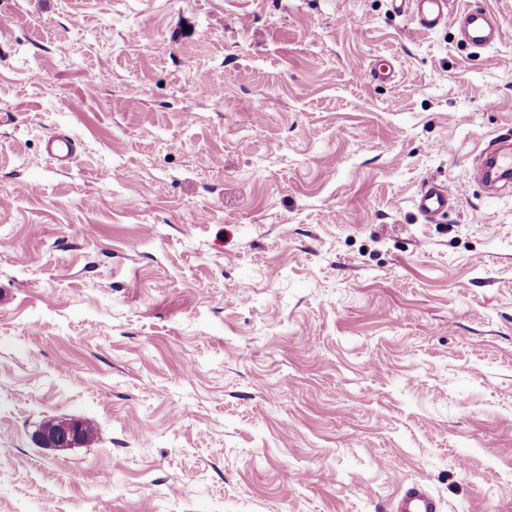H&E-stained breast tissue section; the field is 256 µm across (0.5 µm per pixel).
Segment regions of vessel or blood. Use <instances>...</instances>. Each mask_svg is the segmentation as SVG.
<instances>
[{
  "label": "vessel or blood",
  "instance_id": "vessel-or-blood-1",
  "mask_svg": "<svg viewBox=\"0 0 512 512\" xmlns=\"http://www.w3.org/2000/svg\"><path fill=\"white\" fill-rule=\"evenodd\" d=\"M395 8L410 7L416 25L432 30L455 19L464 41L477 49H487L500 38L501 23L488 9L452 12L453 0H392ZM46 150L60 164L71 162L75 143L66 134L48 138ZM477 170L481 172L492 191L512 186V138L493 137L479 154ZM454 200L448 184L430 181L424 183L415 199V208L424 221H433L447 213ZM394 512H440L438 500L426 489L412 486L401 491L393 506Z\"/></svg>",
  "mask_w": 512,
  "mask_h": 512
}]
</instances>
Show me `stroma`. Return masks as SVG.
Returning <instances> with one entry per match:
<instances>
[{
    "instance_id": "obj_1",
    "label": "stroma",
    "mask_w": 512,
    "mask_h": 512,
    "mask_svg": "<svg viewBox=\"0 0 512 512\" xmlns=\"http://www.w3.org/2000/svg\"><path fill=\"white\" fill-rule=\"evenodd\" d=\"M457 2L493 48L391 0H0V512H512V196L467 175L512 0ZM463 40L477 49H488L500 38L501 23L496 15L488 9H465L455 15ZM46 150L60 164L71 162L75 154L74 140L67 134H56L48 138ZM454 197L447 183L428 181L424 183L415 199V208L425 222L448 212ZM57 423H47L38 430L34 437L38 447L55 449L68 448L81 442V422ZM394 512H440L439 501L424 487L402 490L393 506Z\"/></svg>"
}]
</instances>
